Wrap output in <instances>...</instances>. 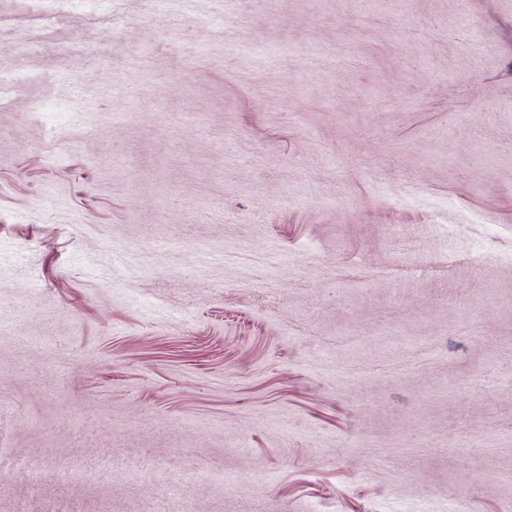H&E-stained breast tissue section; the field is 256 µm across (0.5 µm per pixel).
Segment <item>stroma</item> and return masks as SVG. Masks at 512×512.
Masks as SVG:
<instances>
[{
    "label": "stroma",
    "instance_id": "stroma-1",
    "mask_svg": "<svg viewBox=\"0 0 512 512\" xmlns=\"http://www.w3.org/2000/svg\"><path fill=\"white\" fill-rule=\"evenodd\" d=\"M158 1L0 0V459L166 466L0 512H512V0Z\"/></svg>",
    "mask_w": 512,
    "mask_h": 512
}]
</instances>
